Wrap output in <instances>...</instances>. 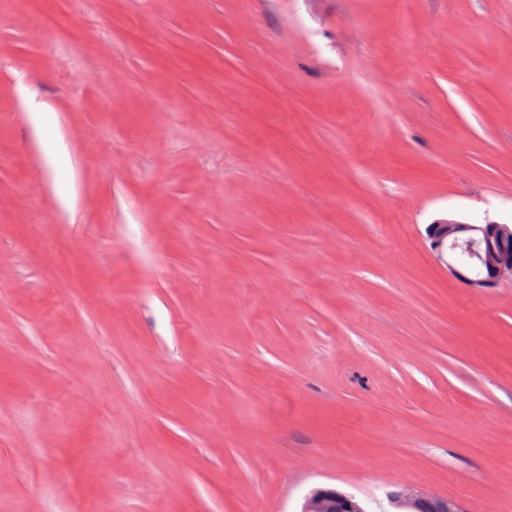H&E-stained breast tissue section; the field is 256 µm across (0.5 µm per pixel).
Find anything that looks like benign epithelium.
<instances>
[{"label": "benign epithelium", "mask_w": 512, "mask_h": 512, "mask_svg": "<svg viewBox=\"0 0 512 512\" xmlns=\"http://www.w3.org/2000/svg\"><path fill=\"white\" fill-rule=\"evenodd\" d=\"M512 237V225L490 221L468 224L448 219L427 227V239L449 275L466 287L484 292L512 283V251L504 243ZM395 512H466L460 501L402 485L391 496ZM300 512H365L354 495L333 488H314L304 497Z\"/></svg>", "instance_id": "7a95c632"}]
</instances>
